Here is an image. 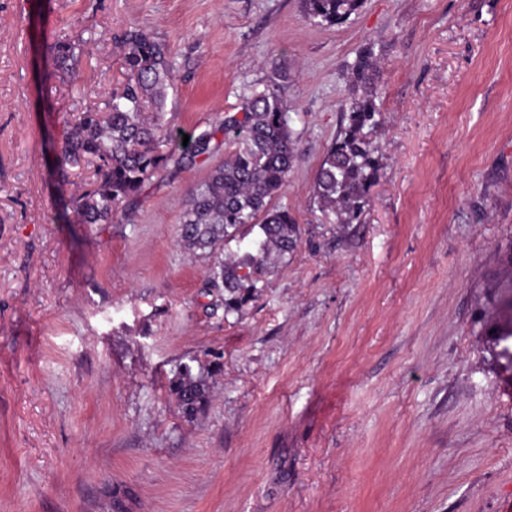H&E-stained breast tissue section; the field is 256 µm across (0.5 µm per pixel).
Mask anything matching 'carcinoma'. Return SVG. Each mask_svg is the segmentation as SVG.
Instances as JSON below:
<instances>
[{"label": "carcinoma", "mask_w": 512, "mask_h": 512, "mask_svg": "<svg viewBox=\"0 0 512 512\" xmlns=\"http://www.w3.org/2000/svg\"><path fill=\"white\" fill-rule=\"evenodd\" d=\"M363 0H302L304 18L316 25L345 23ZM120 42L129 78L121 91L87 111L74 124L57 154L60 169L95 163L93 187L73 199L82 224H110L116 206L135 196L174 154L196 157L206 153L211 135L179 142L164 123L172 65L165 47L139 29L125 31ZM379 59L374 48L358 52L349 66L351 96L340 128L319 167L314 196L327 219L336 224H360L367 215L381 164L371 133L379 124L381 105L376 83ZM290 106L281 95L250 86L242 97V117L224 123L231 146L224 165L216 168L186 205L179 244L189 251H214L224 244L229 229L257 227L260 234L240 256L221 258L208 269V282L225 292L224 305L235 311L243 291L257 287L268 273L272 252L288 253L298 239L291 213L273 205L288 182L296 157V142L288 121ZM499 357L512 365V327L493 331ZM173 393L185 416L191 418L207 401L205 384L183 366Z\"/></svg>", "instance_id": "carcinoma-1"}]
</instances>
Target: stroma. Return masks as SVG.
I'll list each match as a JSON object with an SVG mask.
<instances>
[{"instance_id":"1","label":"stroma","mask_w":512,"mask_h":512,"mask_svg":"<svg viewBox=\"0 0 512 512\" xmlns=\"http://www.w3.org/2000/svg\"><path fill=\"white\" fill-rule=\"evenodd\" d=\"M131 28L169 50L165 124L210 152L83 224L95 169L55 156L125 83ZM367 45L380 179L363 223L328 224L314 182ZM253 84L290 104L299 241L229 313L178 237ZM511 254L512 0H364L333 27L301 0H0V512H504L512 377L483 328ZM173 393L186 417H193L207 401L205 384L200 377H193L191 368L183 366L173 383Z\"/></svg>"}]
</instances>
